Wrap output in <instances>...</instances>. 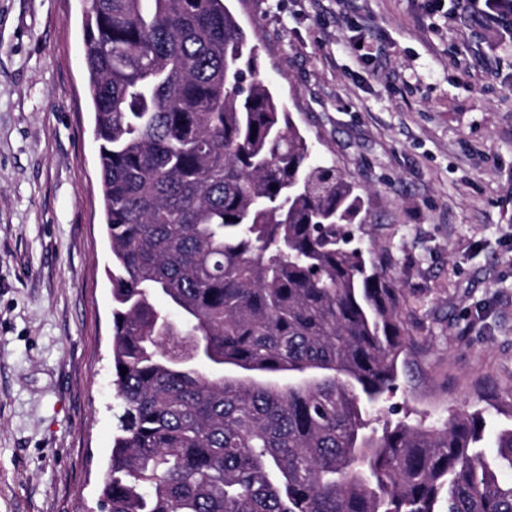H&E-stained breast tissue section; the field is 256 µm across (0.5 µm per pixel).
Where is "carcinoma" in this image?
Wrapping results in <instances>:
<instances>
[{
  "instance_id": "carcinoma-1",
  "label": "carcinoma",
  "mask_w": 512,
  "mask_h": 512,
  "mask_svg": "<svg viewBox=\"0 0 512 512\" xmlns=\"http://www.w3.org/2000/svg\"><path fill=\"white\" fill-rule=\"evenodd\" d=\"M227 2L82 17L119 399L103 509L512 512L488 410L374 426L412 345L400 289L344 247L361 196Z\"/></svg>"
}]
</instances>
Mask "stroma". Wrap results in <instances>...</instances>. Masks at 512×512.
<instances>
[{
    "mask_svg": "<svg viewBox=\"0 0 512 512\" xmlns=\"http://www.w3.org/2000/svg\"><path fill=\"white\" fill-rule=\"evenodd\" d=\"M231 6L262 79L362 196L349 248L404 294L393 420L512 402V35L456 0L434 16L413 0ZM82 10L0 0V512H98L115 432Z\"/></svg>",
    "mask_w": 512,
    "mask_h": 512,
    "instance_id": "stroma-1",
    "label": "stroma"
}]
</instances>
